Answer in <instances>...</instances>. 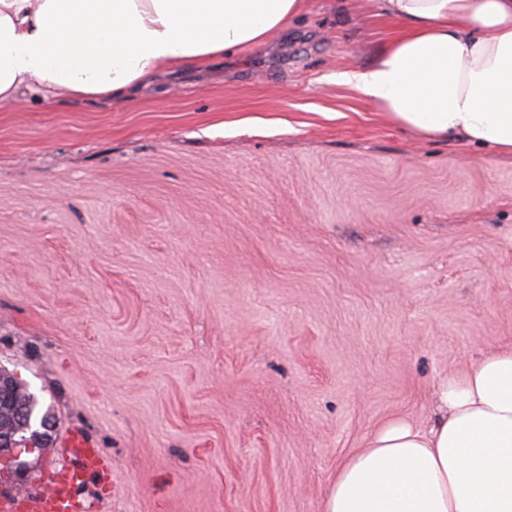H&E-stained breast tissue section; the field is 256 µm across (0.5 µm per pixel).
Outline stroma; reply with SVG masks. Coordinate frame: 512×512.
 <instances>
[{
	"label": "stroma",
	"mask_w": 512,
	"mask_h": 512,
	"mask_svg": "<svg viewBox=\"0 0 512 512\" xmlns=\"http://www.w3.org/2000/svg\"><path fill=\"white\" fill-rule=\"evenodd\" d=\"M394 29L311 0L133 100L0 106V366L110 459L86 512H324L369 431L512 344V160L338 80Z\"/></svg>",
	"instance_id": "1"
}]
</instances>
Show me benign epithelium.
<instances>
[{"instance_id": "obj_1", "label": "benign epithelium", "mask_w": 512, "mask_h": 512, "mask_svg": "<svg viewBox=\"0 0 512 512\" xmlns=\"http://www.w3.org/2000/svg\"><path fill=\"white\" fill-rule=\"evenodd\" d=\"M27 405L28 398L19 393L12 374L0 366V480L8 477L18 487L26 483L19 462L22 450H36L31 441L14 440L29 423Z\"/></svg>"}]
</instances>
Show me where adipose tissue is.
I'll return each mask as SVG.
<instances>
[{
    "label": "adipose tissue",
    "mask_w": 512,
    "mask_h": 512,
    "mask_svg": "<svg viewBox=\"0 0 512 512\" xmlns=\"http://www.w3.org/2000/svg\"><path fill=\"white\" fill-rule=\"evenodd\" d=\"M397 29L343 72L397 126L512 158V0H370ZM309 0H0V105L127 98L160 71L263 45ZM428 428L395 416L338 466L324 512H512V346L439 384Z\"/></svg>",
    "instance_id": "adipose-tissue-1"
}]
</instances>
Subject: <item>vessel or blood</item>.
Masks as SVG:
<instances>
[{"instance_id":"obj_1","label":"vessel or blood","mask_w":512,"mask_h":512,"mask_svg":"<svg viewBox=\"0 0 512 512\" xmlns=\"http://www.w3.org/2000/svg\"><path fill=\"white\" fill-rule=\"evenodd\" d=\"M66 446L76 456V464L52 470L45 488L22 496H1L0 512H76L74 488L82 485L89 474L103 470L106 462L79 432L69 435Z\"/></svg>"}]
</instances>
